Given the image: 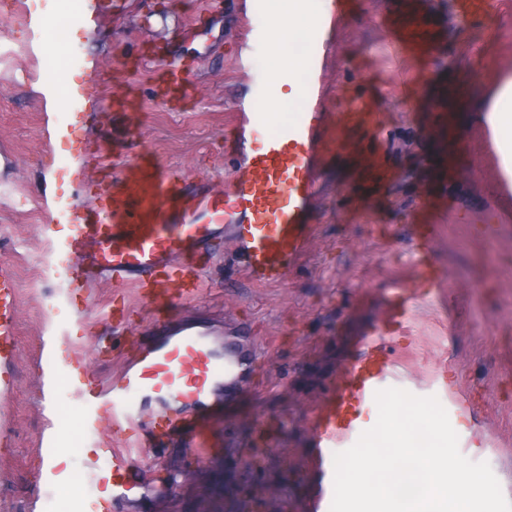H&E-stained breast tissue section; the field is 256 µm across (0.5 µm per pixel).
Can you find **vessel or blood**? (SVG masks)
<instances>
[{"label": "vessel or blood", "instance_id": "obj_1", "mask_svg": "<svg viewBox=\"0 0 512 512\" xmlns=\"http://www.w3.org/2000/svg\"><path fill=\"white\" fill-rule=\"evenodd\" d=\"M386 20L389 35L404 51L425 57L442 45L448 22L436 0H395ZM327 57L307 62L310 93L296 118L255 145L261 115H236V150L233 179L226 189L189 186L174 168L151 161L125 163L121 175L94 185L85 170L94 159L81 131L87 101L105 80L96 63L84 60L81 77L71 87L75 104L65 124L46 118L50 138L64 143L72 168L69 182L85 190L92 204L85 207L55 194V223L42 225L50 234L65 271L75 304H88L94 282L136 284L144 299L158 296L160 283L171 289L170 300L198 295L202 272L187 265V257L211 250L232 239L246 278L264 285L284 281L301 262L315 231L314 202L319 188V158L327 144L321 74ZM374 122L362 110L342 113L340 123L348 135L339 150L348 160L364 195L380 192L396 177L378 143H361L356 134ZM433 225L418 231L413 246L417 275L411 284H396L385 320L360 341L363 352L350 363L341 385L332 388L328 404L318 414L312 432L317 480L306 504L307 512H330L333 498V454L340 441L356 428L354 413L374 399L380 380L392 365L390 342L400 333L413 299L438 285L430 261ZM19 285L9 265H0V396L16 388ZM84 319H77L65 336L51 340L43 378L53 388L54 374L69 375L82 405L80 422L85 431L109 424L112 437L88 449L87 463L99 487L89 502L74 500L72 512H115L119 502L133 500L144 484L137 455L168 440L195 452L209 446L208 413L224 401L225 391L238 385L244 365L238 354L225 351L223 339L231 330L223 323H198L158 317L138 342L111 383L100 382L89 368L92 347L80 342ZM154 405L142 417L146 405Z\"/></svg>", "mask_w": 512, "mask_h": 512}]
</instances>
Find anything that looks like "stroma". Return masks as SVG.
Here are the masks:
<instances>
[{
    "instance_id": "1",
    "label": "stroma",
    "mask_w": 512,
    "mask_h": 512,
    "mask_svg": "<svg viewBox=\"0 0 512 512\" xmlns=\"http://www.w3.org/2000/svg\"><path fill=\"white\" fill-rule=\"evenodd\" d=\"M273 0H84V29L44 32L32 0H0V154L12 163L0 172V261L11 265L19 288L18 388L0 403L13 445L0 443V512H66L77 490L75 473L88 472L86 455L72 453L75 436L85 447L80 401L59 374L54 412L40 405L36 359L43 341L65 333L75 313L64 279L46 267L51 241L38 225L53 221L44 199L70 189V157L47 139L43 111L65 123L74 104L65 84L53 100L44 86L48 45L79 51L65 69L79 78L81 59L100 62L106 80L83 136L99 158L91 181L111 180L124 162L145 158L177 168L187 183L230 184L235 111L250 100L267 111L275 92H287L305 70L295 67L285 41L269 28ZM488 15L455 27L435 55L421 58L389 39L385 17L391 0H333L341 14L332 32L316 31L330 49L324 72L325 109L349 111L360 100L383 131L396 182L372 198L355 191L352 172L337 154L340 127L327 128L328 153L314 203L315 235L287 285L256 286L239 270L231 244L194 258L207 286L197 297L143 303L137 288L102 281L85 310L86 343H112L114 354L92 358V372L111 382L119 349L133 351L148 321L184 312L194 320L224 319L240 330L251 358L245 381L224 395V409L210 434L212 447L199 458L162 441L143 449L146 485L116 512H306L313 470L311 430L332 384L361 352V335L381 321L393 283L416 271L411 243L415 227L432 224L430 258L443 285L414 299L410 319L394 343L385 387L437 396L436 377L463 390L466 404L450 422L462 453L478 462L496 454V477L512 501V195L499 192V148L487 144L485 108L512 80V0H490ZM264 24L262 37L240 48L243 15ZM174 57L195 61L190 86L162 83ZM447 86L446 102H433L420 82ZM454 115L461 149L441 151L439 114ZM448 162L446 181L434 175ZM134 311L131 321L104 320L110 304ZM58 316L46 321L47 305ZM55 437L63 482L44 481L40 443Z\"/></svg>"
}]
</instances>
